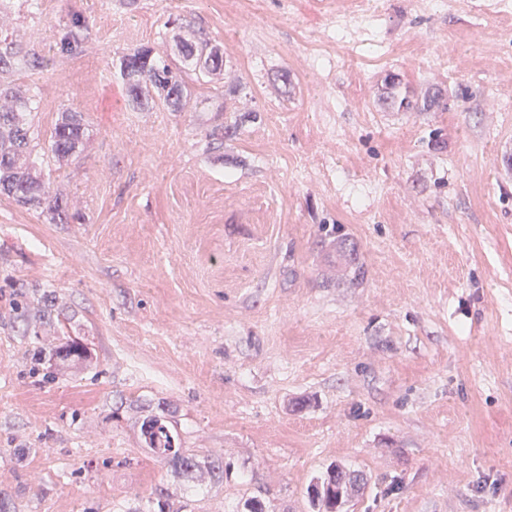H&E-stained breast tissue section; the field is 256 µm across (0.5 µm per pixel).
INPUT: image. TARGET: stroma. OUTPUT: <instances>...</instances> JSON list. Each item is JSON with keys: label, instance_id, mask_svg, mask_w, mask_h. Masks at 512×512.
<instances>
[{"label": "stroma", "instance_id": "stroma-1", "mask_svg": "<svg viewBox=\"0 0 512 512\" xmlns=\"http://www.w3.org/2000/svg\"><path fill=\"white\" fill-rule=\"evenodd\" d=\"M0 5L45 62L0 74L35 137L85 124L42 166L60 218L0 196V512H312L332 465L364 477L340 512H512V6ZM185 39L223 72L129 105L120 57ZM151 416L222 479L157 458ZM61 121L49 138L47 152L55 161H64L78 153L84 138L83 118L78 112H63Z\"/></svg>", "mask_w": 512, "mask_h": 512}]
</instances>
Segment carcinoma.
<instances>
[{
  "label": "carcinoma",
  "instance_id": "obj_1",
  "mask_svg": "<svg viewBox=\"0 0 512 512\" xmlns=\"http://www.w3.org/2000/svg\"><path fill=\"white\" fill-rule=\"evenodd\" d=\"M179 54L198 79L224 65V56L216 46L184 40ZM43 68V60L34 53L11 48L0 50V73L33 72ZM184 74V70L172 66L149 47L124 56L120 63L128 101L140 108H148L158 101L174 112L182 110L186 104ZM35 106V95L28 88L0 90V194L54 215L60 208L58 199L50 194L37 175V161L32 159L36 149L26 117ZM83 138L82 116L78 112H66L51 133L47 152L55 161H64L78 153ZM142 435L147 447L175 469L189 475L198 468L196 456L176 447L174 435L161 418L154 416L144 421ZM357 481L358 477H347L340 468H332L322 482L311 486L313 506H323L325 512H334Z\"/></svg>",
  "mask_w": 512,
  "mask_h": 512
}]
</instances>
